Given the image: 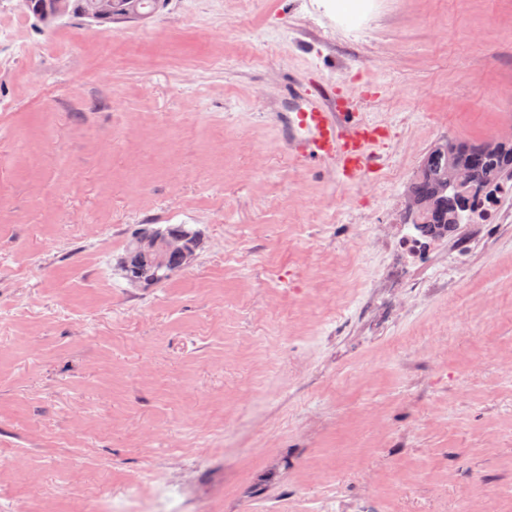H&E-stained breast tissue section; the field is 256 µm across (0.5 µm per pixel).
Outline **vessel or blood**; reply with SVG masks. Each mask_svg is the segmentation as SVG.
<instances>
[{"instance_id":"b4317fda","label":"vessel or blood","mask_w":512,"mask_h":512,"mask_svg":"<svg viewBox=\"0 0 512 512\" xmlns=\"http://www.w3.org/2000/svg\"><path fill=\"white\" fill-rule=\"evenodd\" d=\"M294 134L288 147L301 161L312 160L347 164L350 157L369 160L371 143L359 122L343 121L340 114L329 112L324 98H308L304 112L290 122Z\"/></svg>"}]
</instances>
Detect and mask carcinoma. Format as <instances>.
I'll return each instance as SVG.
<instances>
[{
	"label": "carcinoma",
	"instance_id": "obj_1",
	"mask_svg": "<svg viewBox=\"0 0 512 512\" xmlns=\"http://www.w3.org/2000/svg\"><path fill=\"white\" fill-rule=\"evenodd\" d=\"M125 4V11L116 15L124 19L144 13V9H154L156 0H118ZM480 143L444 140L430 149L424 158L420 171L411 184L409 194L420 204L419 211L422 223L433 226L436 232H445L448 237L457 235L459 212L470 206V196L448 188L444 176L448 169L456 165H467L474 177L481 184L493 187L507 177L512 178V145L509 146V163L502 164L498 160L477 152ZM149 274L156 283L164 282L169 276L179 271L183 265L182 257L174 252L161 256L144 255Z\"/></svg>",
	"mask_w": 512,
	"mask_h": 512
}]
</instances>
